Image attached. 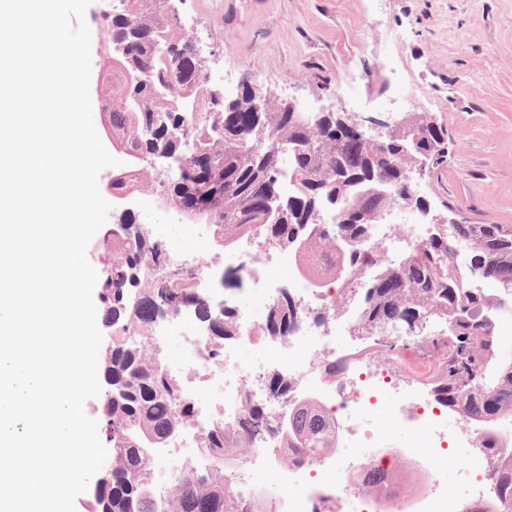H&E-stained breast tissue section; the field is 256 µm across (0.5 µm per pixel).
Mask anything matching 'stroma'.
Instances as JSON below:
<instances>
[{
  "instance_id": "stroma-1",
  "label": "stroma",
  "mask_w": 512,
  "mask_h": 512,
  "mask_svg": "<svg viewBox=\"0 0 512 512\" xmlns=\"http://www.w3.org/2000/svg\"><path fill=\"white\" fill-rule=\"evenodd\" d=\"M227 93L383 120L426 112L459 151L416 187L434 209L512 224V0H171Z\"/></svg>"
}]
</instances>
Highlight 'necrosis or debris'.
Wrapping results in <instances>:
<instances>
[{"instance_id":"necrosis-or-debris-1","label":"necrosis or debris","mask_w":512,"mask_h":512,"mask_svg":"<svg viewBox=\"0 0 512 512\" xmlns=\"http://www.w3.org/2000/svg\"><path fill=\"white\" fill-rule=\"evenodd\" d=\"M141 235L147 243L163 244L166 251L165 265L147 269L148 277L162 281L170 268L187 270L188 289L219 310L231 304L222 277L232 272L253 297L252 305L237 314L235 336L220 348L214 346L210 327L200 321L194 304L156 317L151 325L157 342L177 345V354L167 355L163 365L179 381L180 400L194 410L191 426L150 454L149 467L160 484L172 482L191 455L200 456L203 468L214 466V459L201 452V439L213 428L240 426L247 412L243 395L262 406L272 425L284 415L285 400L311 397L335 426V448L310 461L286 453L281 433L272 428L245 459L224 467L225 480L243 501H251L257 490L255 472L274 469L281 492L271 502L273 512H499L497 489L487 480L481 458H474L464 471L462 492L448 489L433 469L447 451L476 449L491 437L478 424L449 431L448 414L437 406L427 385L433 360L413 357L405 349L400 364L390 367L370 346L344 343L350 330L345 319L316 330L311 312L334 301L336 291L304 277L294 251L269 244L260 231L225 249L214 247L210 236L200 234L193 224L186 225L178 241L151 224L142 225ZM203 252L208 255L204 262L199 259ZM286 295L301 312L294 329L285 336H261L269 306ZM245 345L260 355V362L240 359L238 350ZM331 367L336 370L332 377L327 374ZM270 368L287 379V397L270 390ZM389 395L401 405L400 420L419 433V451L391 443L375 423V408ZM335 472L343 473L341 483L329 481ZM374 475L387 485L378 497L363 489Z\"/></svg>"}]
</instances>
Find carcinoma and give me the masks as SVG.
Wrapping results in <instances>:
<instances>
[{
  "mask_svg": "<svg viewBox=\"0 0 512 512\" xmlns=\"http://www.w3.org/2000/svg\"><path fill=\"white\" fill-rule=\"evenodd\" d=\"M136 2L135 10H114L103 21L112 40L127 45L99 73H120L107 89L112 109L106 132L125 167L112 170L108 192L117 196L133 171L139 190H157L156 181H147V168L166 158L163 205L181 223L209 225L226 246L262 229L269 241L296 253L313 282L336 285L330 304L335 315L360 303L352 330L382 346L387 365L401 355L391 340L395 331H404L422 350H446L430 379L438 404L467 423L512 419V352H502L495 323L497 313L512 305V225L435 224L426 243L410 246L398 260L372 237L373 225L395 207L426 208L403 185L410 172L430 175L447 165L458 149L448 128L426 112H408L398 124L368 120L352 128L343 113L289 112L274 97L265 98V111L254 112L252 94L260 93L255 83L234 99L217 101L205 61L191 34L174 22L168 0ZM161 40L177 44L181 53L162 57ZM193 151L210 167H198ZM287 180L294 191L285 190ZM198 196L207 201L202 215ZM327 211L335 226L331 234L321 227ZM136 226L134 213L126 211L104 235L112 249V282L101 302L119 332L144 331L177 297H187L184 286L160 282L148 293L137 292L143 264L158 259V250L134 234ZM361 245L379 252L370 272L362 267ZM460 245L468 251L471 273L495 281L499 293L464 286L454 262ZM198 315L215 337L235 335L234 310L224 309L219 318L201 302ZM297 320L296 304L286 294L269 308L263 331L286 336ZM436 323L447 331L431 330ZM178 392V382L146 363L137 346L121 339L112 344V397L105 398L101 430L112 425V444L124 445L112 469V512H238L235 488L214 476L207 482L192 472L177 475L165 511L132 492L146 472L147 448L169 434L177 412L191 410L173 400ZM280 432L313 460L330 447V422L312 399L288 405ZM252 445L248 425L231 439L220 427L202 441L222 463ZM486 449L501 512H512V445Z\"/></svg>",
  "mask_w": 512,
  "mask_h": 512,
  "instance_id": "obj_1",
  "label": "carcinoma"
}]
</instances>
